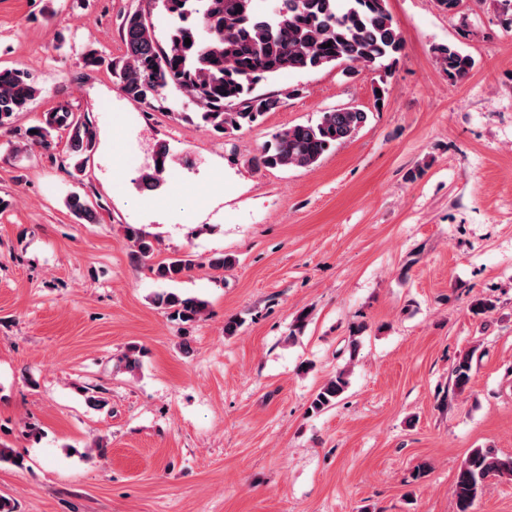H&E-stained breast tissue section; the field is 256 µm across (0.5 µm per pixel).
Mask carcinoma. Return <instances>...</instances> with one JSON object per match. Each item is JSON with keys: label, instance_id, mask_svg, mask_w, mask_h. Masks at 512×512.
<instances>
[{"label": "carcinoma", "instance_id": "carcinoma-1", "mask_svg": "<svg viewBox=\"0 0 512 512\" xmlns=\"http://www.w3.org/2000/svg\"><path fill=\"white\" fill-rule=\"evenodd\" d=\"M171 16L172 28L166 46L155 39L148 14L136 10L125 14L121 31L125 54L112 62V75L121 91L149 108L167 101L175 91L199 108L198 119L211 131L231 135L256 124L279 107L280 99L257 94L260 82L286 71H313L345 65L351 76L361 68L382 61L393 64L404 49L401 31L387 0H277L268 12L261 0H158ZM191 44H185V39ZM433 53L448 80L465 81L474 61L456 47L439 44ZM37 92L25 72L0 67V129L24 111ZM368 121V112L346 107L322 114L315 123L297 124L275 133L273 142L253 159L258 167L279 169L314 168L337 144L352 138ZM36 133H31V130ZM26 130L23 148L48 150L53 132L68 133L67 153L73 168L84 170L87 154L96 144L91 121L60 106L46 112L40 124ZM155 159L161 165L142 173L140 188L156 190L169 166V154L160 146ZM66 206L78 219L97 220L90 202L77 192L66 197ZM126 237L132 259L144 260L155 251L154 243L141 229L129 225ZM199 265L198 256L184 251L159 263L157 279L175 282ZM153 303L183 322H191L205 310V302L172 291L154 294ZM473 354L458 359L452 370L453 387L462 392L473 377ZM349 381L340 370L312 397L309 410L318 414L335 406ZM495 477H512V456L490 448L473 449L459 468L452 486L456 512H472L475 501Z\"/></svg>", "mask_w": 512, "mask_h": 512}]
</instances>
